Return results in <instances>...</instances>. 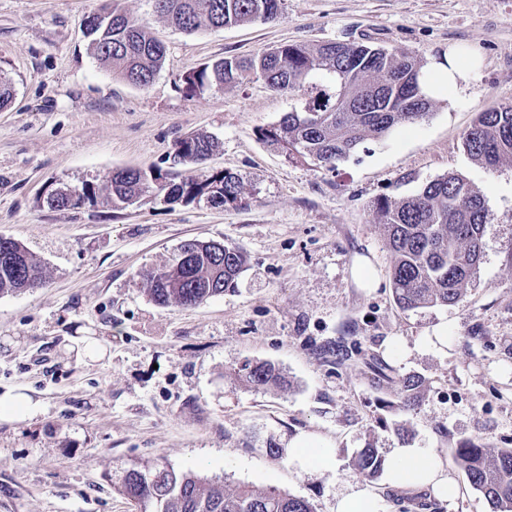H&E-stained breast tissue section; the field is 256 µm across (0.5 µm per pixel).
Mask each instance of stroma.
<instances>
[{"label": "stroma", "mask_w": 512, "mask_h": 512, "mask_svg": "<svg viewBox=\"0 0 512 512\" xmlns=\"http://www.w3.org/2000/svg\"><path fill=\"white\" fill-rule=\"evenodd\" d=\"M101 3L0 0V75L13 85L0 109V236L46 273L43 287L0 295V392L29 389L44 403L36 418L0 420V512H130L112 487L114 467L157 460L230 489L276 487L331 512L363 481L352 459L369 442L385 455L432 449L460 487L447 512H491L451 460L467 439L512 448V160L474 164L463 134L478 112L512 103V0H285L276 22L191 34L152 0H121L166 46L145 89L94 58L81 21ZM333 40L425 63L469 46L482 65L428 117L367 139L330 171L257 136L299 108V96L260 79L194 97L179 88L185 72L214 59ZM188 132L219 139L206 166L238 174L241 200L170 203L150 193L125 208L46 206L60 184L101 188L123 167L197 176L170 160ZM447 174L485 199L483 256L457 305L404 311L374 204ZM191 239L236 244L244 271L198 306L156 305L143 272ZM361 259L378 287L357 283ZM443 322L446 348L389 361L386 339L414 347ZM374 357L389 362L392 383L381 390ZM248 359L275 364L289 387L246 385L236 371ZM407 375L424 389L405 413L395 381ZM300 436L333 448L331 468L308 473L290 461L288 444Z\"/></svg>", "instance_id": "stroma-1"}]
</instances>
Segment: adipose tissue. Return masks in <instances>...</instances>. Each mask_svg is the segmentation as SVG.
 Here are the masks:
<instances>
[{"mask_svg": "<svg viewBox=\"0 0 512 512\" xmlns=\"http://www.w3.org/2000/svg\"><path fill=\"white\" fill-rule=\"evenodd\" d=\"M473 68L456 50L431 61L420 72L424 92L434 98L452 94L468 83ZM384 481L393 489L425 490L439 504L445 505L459 494L442 460L426 448L394 449L386 462Z\"/></svg>", "mask_w": 512, "mask_h": 512, "instance_id": "ef3b65f1", "label": "adipose tissue"}]
</instances>
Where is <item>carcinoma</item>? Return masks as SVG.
Masks as SVG:
<instances>
[{"label":"carcinoma","instance_id":"cac0c4a2","mask_svg":"<svg viewBox=\"0 0 512 512\" xmlns=\"http://www.w3.org/2000/svg\"><path fill=\"white\" fill-rule=\"evenodd\" d=\"M155 12L172 26L195 32L202 26L224 28L281 18L284 0H152ZM100 21L88 17L86 32L101 63L131 85L145 88L163 67L166 49L142 22L130 19L112 0ZM421 61L381 47L329 41L315 47L281 44L250 57L227 56L187 71L180 81L189 95L214 87L261 78L276 92H303L300 108L258 130L269 149L289 159L311 161L333 169L368 138H383L395 127L429 115L430 99L419 83ZM468 157L485 169L512 158V106L478 113L463 136ZM175 164L203 165L219 149L218 140L187 133L175 144ZM169 192L170 202L204 199L213 205L236 202L242 179L228 171H204L179 183L169 173L118 169L112 173L105 202L115 208L134 204L145 192ZM378 223L392 254L393 296L403 311L454 305L464 296L482 258L487 207L479 191L458 175L434 179L398 200L375 204ZM246 266V256L231 242L224 249L199 242L187 265L148 270L147 291L156 304L194 307L221 296ZM42 266L18 241L0 240V294L27 290L44 281ZM238 376L256 389L284 385V377L268 362H245ZM424 381L410 375L400 380L404 405L420 397ZM453 462L492 512H512V448H487L469 441L454 449ZM384 457L368 443L353 458L359 474L374 479ZM112 486L134 512H315L312 504L275 487L224 483L167 463H122Z\"/></svg>","mask_w":512,"mask_h":512}]
</instances>
